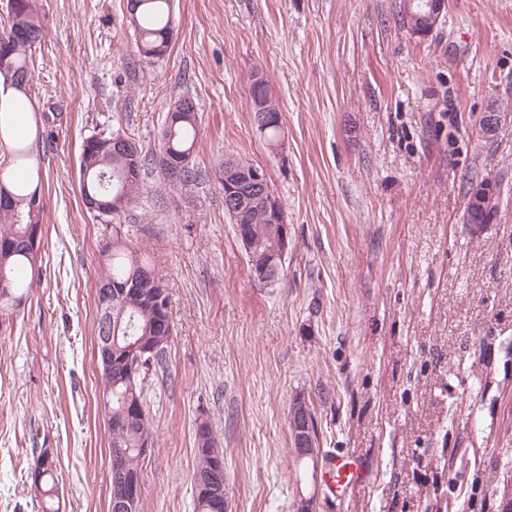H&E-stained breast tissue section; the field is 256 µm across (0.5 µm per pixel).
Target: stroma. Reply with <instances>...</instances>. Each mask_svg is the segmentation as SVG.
I'll return each mask as SVG.
<instances>
[{
    "label": "stroma",
    "instance_id": "1",
    "mask_svg": "<svg viewBox=\"0 0 512 512\" xmlns=\"http://www.w3.org/2000/svg\"><path fill=\"white\" fill-rule=\"evenodd\" d=\"M46 38L26 96L43 212L24 307L0 329V512H42L28 476L54 452L60 512H108L95 328L113 226L167 285L166 371L141 386L155 447L140 512H194L196 430L224 450V512H501L512 493V0H447L426 38L399 0H174L173 40L143 62L123 0H39ZM275 94L285 146L250 110ZM198 106L202 178L149 169L99 218L79 191L102 129L160 150L169 105ZM497 112L495 135L484 115ZM266 170L288 230L284 275L254 281L215 171ZM490 183L489 223L470 224ZM321 452L364 461L330 499L291 456L295 397ZM257 74H254L252 76L251 80V112H254L255 120L257 118V113L255 112V106H257V110H260V114L258 117V120L256 122L257 125H263V128L266 126V130L264 132L263 137L264 140L269 143L270 146H272L274 143H277L281 139V135L284 134L283 127H282V120L281 123H269L267 122L274 116L275 112H269L273 108L272 102L268 101L265 102L269 97L273 98V94L271 92V88L266 80L259 81L255 80V76ZM267 124V125H266Z\"/></svg>",
    "mask_w": 512,
    "mask_h": 512
}]
</instances>
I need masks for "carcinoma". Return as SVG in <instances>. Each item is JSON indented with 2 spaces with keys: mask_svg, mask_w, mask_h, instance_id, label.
Segmentation results:
<instances>
[{
  "mask_svg": "<svg viewBox=\"0 0 512 512\" xmlns=\"http://www.w3.org/2000/svg\"><path fill=\"white\" fill-rule=\"evenodd\" d=\"M6 20L0 22V77L12 86L25 91L29 78V62L33 51L45 38L38 0H9ZM173 0H136L129 11L139 55L145 60L166 54L173 35ZM251 106L265 102L272 96L267 81L251 80ZM198 110L195 101L186 104L177 99L171 104L160 131V153L154 158L165 185L181 189L200 178L194 168L198 143ZM113 133H98L84 139L79 158V185L83 200L94 199L102 204L108 216L127 210L136 200L146 174L147 156L139 144L126 139V150H112ZM22 194L13 195L0 188V241L10 246L0 250V318L11 317L29 297L32 283L21 277V272L33 265L37 249L22 242L27 227L40 224L43 207L37 199L38 189L27 190L20 185ZM237 222L247 225L251 234L252 250L246 251L250 269L264 267L279 247V232L262 200L257 198L240 206ZM142 278L149 290L167 292L164 281L158 278L141 250L124 239L119 231L112 233V246L97 282L96 294L105 287L124 284L132 278ZM112 317L121 319L117 344L124 348L127 339L157 340L155 323L159 318L156 308L147 300L132 296L115 305ZM102 391H111V411L107 425L110 438L111 470L127 474L141 473L142 456L137 451L144 433H153L150 425L122 418L126 403L144 402L141 383L131 384L125 378L123 367L113 361L112 372L101 378ZM56 459L44 469L42 486L35 493L42 500L43 512H56L51 502L57 494L55 483Z\"/></svg>",
  "mask_w": 512,
  "mask_h": 512,
  "instance_id": "carcinoma-1",
  "label": "carcinoma"
}]
</instances>
